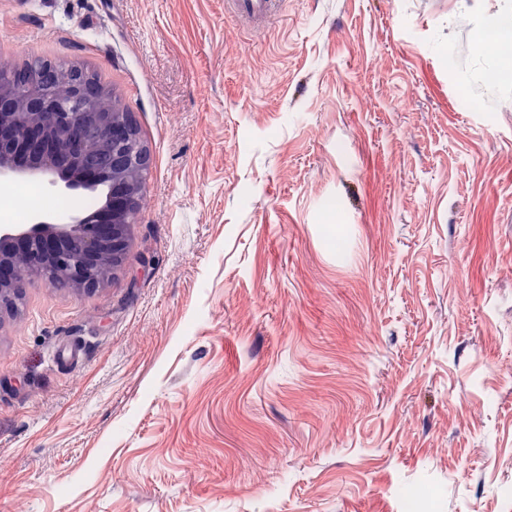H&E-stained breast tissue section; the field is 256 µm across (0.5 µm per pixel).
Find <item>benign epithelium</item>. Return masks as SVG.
Returning <instances> with one entry per match:
<instances>
[{"label": "benign epithelium", "mask_w": 512, "mask_h": 512, "mask_svg": "<svg viewBox=\"0 0 512 512\" xmlns=\"http://www.w3.org/2000/svg\"><path fill=\"white\" fill-rule=\"evenodd\" d=\"M42 79L34 69L28 77L24 99L0 90V181L12 177L44 176L47 185L64 190L89 188L95 180L123 166V147L130 139L128 129L112 113L92 106L93 91L74 88L62 99L44 97L38 89ZM63 128L69 139L50 147V132ZM81 156L86 180L73 181L66 174L70 154ZM129 208L125 182L115 179L108 204L91 224L74 219L68 224L38 220L0 234L10 256L24 255L35 268L55 261L56 287H82L91 280L94 266L112 251H122L125 240L115 232Z\"/></svg>", "instance_id": "obj_1"}]
</instances>
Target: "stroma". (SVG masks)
<instances>
[{
    "instance_id": "obj_1",
    "label": "stroma",
    "mask_w": 512,
    "mask_h": 512,
    "mask_svg": "<svg viewBox=\"0 0 512 512\" xmlns=\"http://www.w3.org/2000/svg\"><path fill=\"white\" fill-rule=\"evenodd\" d=\"M456 5L0 0L151 155L108 287L0 325V512H504L512 83ZM282 0H225V12L233 17L245 19L255 25L263 24L277 16Z\"/></svg>"
}]
</instances>
